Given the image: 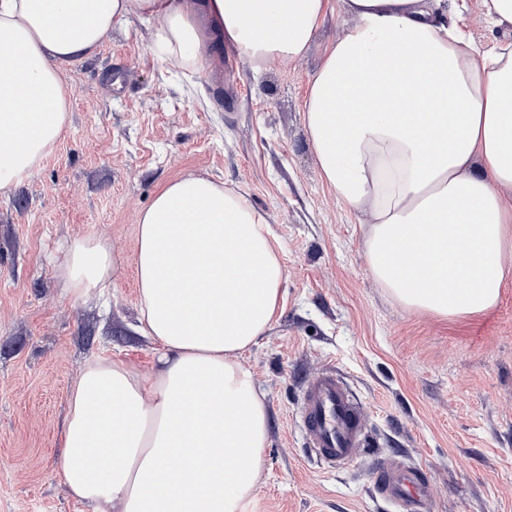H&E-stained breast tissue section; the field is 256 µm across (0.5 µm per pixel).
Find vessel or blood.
<instances>
[{"label": "vessel or blood", "instance_id": "obj_1", "mask_svg": "<svg viewBox=\"0 0 512 512\" xmlns=\"http://www.w3.org/2000/svg\"><path fill=\"white\" fill-rule=\"evenodd\" d=\"M365 410L344 379L329 369L309 379L300 404V424L307 448L328 467L356 458L366 445ZM379 491L402 504L406 512H422L429 476L421 469L399 468L389 457L374 468Z\"/></svg>", "mask_w": 512, "mask_h": 512}]
</instances>
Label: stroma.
<instances>
[{
    "mask_svg": "<svg viewBox=\"0 0 512 512\" xmlns=\"http://www.w3.org/2000/svg\"><path fill=\"white\" fill-rule=\"evenodd\" d=\"M331 16L309 51L260 73L222 51L196 76L163 59L133 18L95 57L63 65L70 124L52 155L0 193V512H78L59 477L69 388L119 357L151 371L138 331L136 225L167 181L223 183L266 215L281 243L284 307L240 363L270 418L245 512H398L371 465L427 471V512H512V278L490 310L439 317L397 302L365 254L367 225L322 180L303 119L311 76L342 32ZM96 236L123 256L105 296L74 300L55 276L62 245ZM335 368L368 419L362 456L310 455L298 407L307 377Z\"/></svg>",
    "mask_w": 512,
    "mask_h": 512,
    "instance_id": "1",
    "label": "stroma"
}]
</instances>
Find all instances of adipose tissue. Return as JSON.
<instances>
[{"label": "adipose tissue", "mask_w": 512, "mask_h": 512, "mask_svg": "<svg viewBox=\"0 0 512 512\" xmlns=\"http://www.w3.org/2000/svg\"><path fill=\"white\" fill-rule=\"evenodd\" d=\"M466 0H0V192L19 187L70 122L60 66L130 18L165 56L210 72L231 47L254 72L301 58L330 14L350 17L313 74L304 122L324 182L368 215L366 256L395 300L441 317L494 307L512 277V40L484 50ZM265 215L191 174L138 215L140 329L154 372L120 358L73 380L60 475L87 512H243L269 437L265 396L237 356L283 306ZM123 257L73 239L56 267L80 299Z\"/></svg>", "instance_id": "ef3b65f1"}]
</instances>
